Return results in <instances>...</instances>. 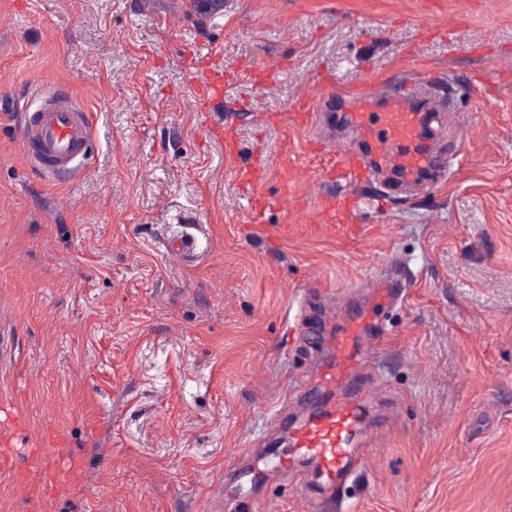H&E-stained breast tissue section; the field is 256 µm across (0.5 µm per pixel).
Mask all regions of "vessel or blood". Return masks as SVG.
Instances as JSON below:
<instances>
[{"mask_svg": "<svg viewBox=\"0 0 512 512\" xmlns=\"http://www.w3.org/2000/svg\"><path fill=\"white\" fill-rule=\"evenodd\" d=\"M202 67L205 79L199 82L195 98L199 112L208 111L211 102L224 93L223 67L211 60L203 61ZM415 92V87L404 85L379 108L367 97H360L347 116L354 139L369 142L378 166L395 165L409 176L437 173L446 166L445 160L435 159L416 145L425 115L413 104ZM91 136L86 112L62 96L46 98L21 125L22 147L44 175L75 169L77 161L85 157ZM324 165L328 178L344 180L353 187L366 180L368 165L356 148L330 151ZM407 294L406 283L393 277L376 291L374 310L331 330L329 357L318 378L319 408L290 430L285 447L272 449L249 467L234 471L233 484L242 506L250 505L253 485L271 470L292 474L306 464L332 489L357 476L361 464L357 451L370 437L377 415L367 398L354 394L351 387L367 357L365 339L385 332L379 310L403 303Z\"/></svg>", "mask_w": 512, "mask_h": 512, "instance_id": "1", "label": "vessel or blood"}]
</instances>
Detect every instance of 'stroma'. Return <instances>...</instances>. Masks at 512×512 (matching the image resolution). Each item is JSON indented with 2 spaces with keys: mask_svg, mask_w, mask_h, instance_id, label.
I'll use <instances>...</instances> for the list:
<instances>
[{
  "mask_svg": "<svg viewBox=\"0 0 512 512\" xmlns=\"http://www.w3.org/2000/svg\"><path fill=\"white\" fill-rule=\"evenodd\" d=\"M208 56L240 74L202 116ZM404 80L448 110L449 165L375 171L384 202L337 213L367 228L344 243L319 225L348 188L314 147ZM57 93L92 160L46 177L20 112ZM387 260L411 292L359 372L386 419L335 512H512V0H0V512H238L225 479L311 410L294 389L324 353L291 349L299 326L368 306ZM67 458L42 498L15 479ZM253 495L315 512L324 491L305 467Z\"/></svg>",
  "mask_w": 512,
  "mask_h": 512,
  "instance_id": "1",
  "label": "stroma"
}]
</instances>
